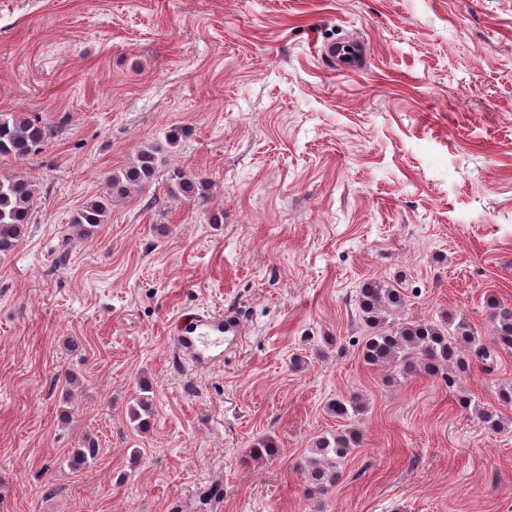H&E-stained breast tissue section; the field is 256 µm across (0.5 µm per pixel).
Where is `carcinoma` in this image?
I'll list each match as a JSON object with an SVG mask.
<instances>
[{
  "instance_id": "obj_1",
  "label": "carcinoma",
  "mask_w": 512,
  "mask_h": 512,
  "mask_svg": "<svg viewBox=\"0 0 512 512\" xmlns=\"http://www.w3.org/2000/svg\"><path fill=\"white\" fill-rule=\"evenodd\" d=\"M54 137V130L21 114L0 113V157L25 158L40 150ZM158 158L152 149L140 151L136 162L108 175L104 191L83 203L69 220L70 228L81 238L91 236L95 229L108 223L112 204L145 191L156 179ZM167 194L170 196L202 197L209 190L208 181L199 174L180 168L168 171ZM40 189L23 173L0 174V252L12 250L25 235L30 217L37 204ZM403 301L398 289L380 282L365 284L358 296L362 320L370 334L362 344L364 361L369 365L388 366L403 373L421 371L437 376L448 385L455 383L456 372L469 367L475 360L483 370L494 371L498 351H512V308L494 301L489 303L494 321L492 347L475 345L474 330L463 319L442 322L411 320L393 325L389 318ZM153 402L141 397L131 412L130 421L147 425ZM328 409L336 418L350 420L362 414L357 400L335 399ZM359 443V434L349 427L318 436L312 444L308 461V481L320 491L336 485L342 478L339 464Z\"/></svg>"
}]
</instances>
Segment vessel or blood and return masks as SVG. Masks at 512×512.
Segmentation results:
<instances>
[{
    "label": "vessel or blood",
    "instance_id": "1",
    "mask_svg": "<svg viewBox=\"0 0 512 512\" xmlns=\"http://www.w3.org/2000/svg\"><path fill=\"white\" fill-rule=\"evenodd\" d=\"M177 322L175 348L200 369L213 366L217 360L215 351L223 339L240 335L242 329L239 319L231 314L195 312L179 315Z\"/></svg>",
    "mask_w": 512,
    "mask_h": 512
}]
</instances>
